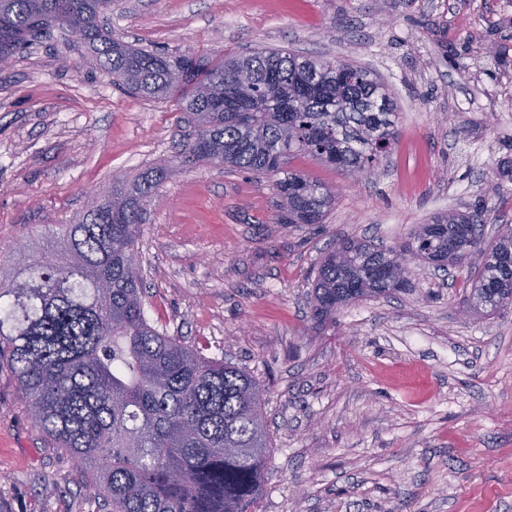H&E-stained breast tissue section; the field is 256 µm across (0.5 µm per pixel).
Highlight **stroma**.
<instances>
[{"mask_svg": "<svg viewBox=\"0 0 512 512\" xmlns=\"http://www.w3.org/2000/svg\"><path fill=\"white\" fill-rule=\"evenodd\" d=\"M113 38L158 52L286 48L372 70L397 137L354 180L307 156L333 188L319 224H276L270 179L183 163L175 101L117 88L55 29L0 66V264L91 203L113 175L168 163L136 251L145 316L261 384L271 433L257 512H512V305L463 311L480 259L410 264L409 291L312 320L337 239L406 240L480 206L512 227V0H116ZM22 405L0 367V512H111Z\"/></svg>", "mask_w": 512, "mask_h": 512, "instance_id": "1", "label": "stroma"}]
</instances>
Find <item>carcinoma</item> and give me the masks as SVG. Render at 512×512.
Returning a JSON list of instances; mask_svg holds the SVG:
<instances>
[{
	"label": "carcinoma",
	"mask_w": 512,
	"mask_h": 512,
	"mask_svg": "<svg viewBox=\"0 0 512 512\" xmlns=\"http://www.w3.org/2000/svg\"><path fill=\"white\" fill-rule=\"evenodd\" d=\"M0 0V65L53 27L83 35L98 66L127 91L177 102L194 125L184 162L273 179L276 224L322 223L335 193L287 167L304 155L369 175L396 136L387 86L365 67L286 49L247 55L156 53L112 39V0ZM155 174L112 182L47 245L0 270V360L26 411L92 473L112 512H253L271 447L260 384L151 326L136 242ZM483 210L437 215L398 247L345 238L324 258L312 316L408 286L411 261L482 259L469 304L512 303V231L484 240Z\"/></svg>",
	"instance_id": "1"
}]
</instances>
